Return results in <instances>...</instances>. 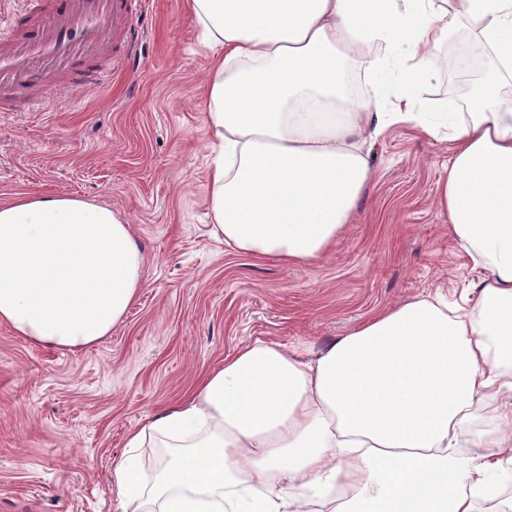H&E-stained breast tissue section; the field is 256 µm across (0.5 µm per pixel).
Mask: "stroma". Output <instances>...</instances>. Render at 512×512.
I'll return each mask as SVG.
<instances>
[{"instance_id":"obj_1","label":"stroma","mask_w":512,"mask_h":512,"mask_svg":"<svg viewBox=\"0 0 512 512\" xmlns=\"http://www.w3.org/2000/svg\"><path fill=\"white\" fill-rule=\"evenodd\" d=\"M137 14L135 57L108 86L0 112V202L44 193L107 206L146 258L137 301L100 343L33 346L0 324V512H121L111 470L127 434L246 342L318 349L407 298L478 295L483 271L436 204L448 144L405 122L372 144L359 213L321 260L284 265L215 238L210 52L184 0H139ZM479 79L450 62L423 96L462 112Z\"/></svg>"}]
</instances>
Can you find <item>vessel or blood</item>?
Masks as SVG:
<instances>
[{
    "instance_id": "1",
    "label": "vessel or blood",
    "mask_w": 512,
    "mask_h": 512,
    "mask_svg": "<svg viewBox=\"0 0 512 512\" xmlns=\"http://www.w3.org/2000/svg\"><path fill=\"white\" fill-rule=\"evenodd\" d=\"M132 0H18L0 10V112L58 88L98 86L134 46Z\"/></svg>"
}]
</instances>
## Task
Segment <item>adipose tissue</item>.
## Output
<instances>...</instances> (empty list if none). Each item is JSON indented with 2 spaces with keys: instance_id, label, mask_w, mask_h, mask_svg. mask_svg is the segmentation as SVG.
<instances>
[{
  "instance_id": "adipose-tissue-1",
  "label": "adipose tissue",
  "mask_w": 512,
  "mask_h": 512,
  "mask_svg": "<svg viewBox=\"0 0 512 512\" xmlns=\"http://www.w3.org/2000/svg\"><path fill=\"white\" fill-rule=\"evenodd\" d=\"M211 52L215 234L284 264L320 260L373 177L396 117L448 132L438 204L483 268L474 305L412 297L317 351L257 339L126 438L111 491L159 512H479L512 475V0H188ZM481 72L467 111L419 97L449 42ZM368 88L350 103V77ZM145 257L108 207L66 195L0 204V323L44 347L109 336ZM493 405L487 426L475 411ZM481 452L458 466L460 438ZM167 449L152 477L140 451Z\"/></svg>"
}]
</instances>
